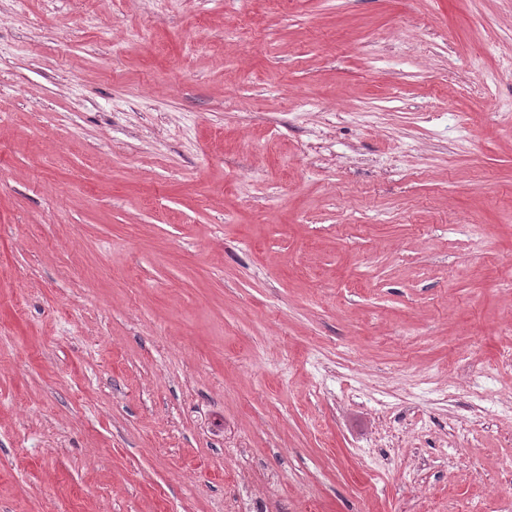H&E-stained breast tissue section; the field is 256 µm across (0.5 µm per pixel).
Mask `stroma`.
Instances as JSON below:
<instances>
[{"mask_svg":"<svg viewBox=\"0 0 512 512\" xmlns=\"http://www.w3.org/2000/svg\"><path fill=\"white\" fill-rule=\"evenodd\" d=\"M512 512V0H0V512Z\"/></svg>","mask_w":512,"mask_h":512,"instance_id":"35a3bbf8","label":"stroma"}]
</instances>
